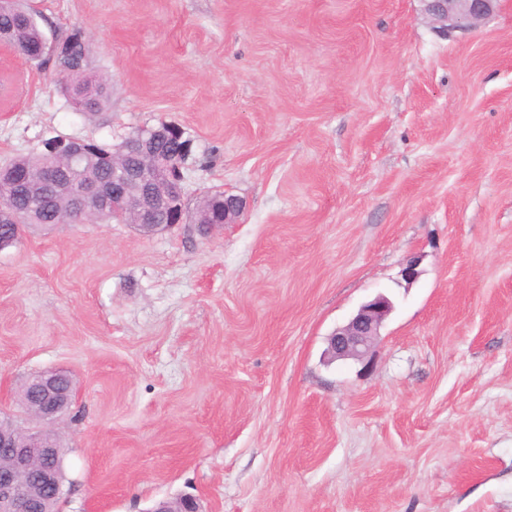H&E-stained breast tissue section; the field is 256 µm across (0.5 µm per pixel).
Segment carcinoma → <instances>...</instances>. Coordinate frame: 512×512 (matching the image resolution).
Here are the masks:
<instances>
[{"label": "carcinoma", "instance_id": "1", "mask_svg": "<svg viewBox=\"0 0 512 512\" xmlns=\"http://www.w3.org/2000/svg\"><path fill=\"white\" fill-rule=\"evenodd\" d=\"M62 40L68 44V49L57 53L45 37L30 0H0V42L9 44L36 68H50L58 76L65 75L67 81L60 84L64 96L69 100H81V113L93 115L110 104L112 80L89 73V50L85 39L78 40L69 32L62 36ZM87 143L86 156L95 166L85 172L67 169L60 172L59 179L68 186L87 173L101 180H112V165L106 159V155L113 152L112 145L94 139ZM51 164L49 153L43 150L19 155L4 167V171L15 172L23 179L16 188L0 184V205H8L14 214L12 222L0 223V241L6 242V246L20 239L19 225L67 223L65 201L41 181L42 173ZM205 199L208 200L211 221L220 222L224 209L223 193L216 191Z\"/></svg>", "mask_w": 512, "mask_h": 512}]
</instances>
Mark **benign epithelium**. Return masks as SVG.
Here are the masks:
<instances>
[{
    "mask_svg": "<svg viewBox=\"0 0 512 512\" xmlns=\"http://www.w3.org/2000/svg\"><path fill=\"white\" fill-rule=\"evenodd\" d=\"M424 10L443 35L464 30L492 14L501 0H422ZM183 131L171 124L142 127L127 137L119 154L140 157L153 169L147 176L141 166L113 164L114 182L106 185L88 180L82 188L70 193L69 216L73 224L96 223L101 215L110 214L121 222L139 229H157L156 217L163 211L171 223L181 224L187 213L183 165L161 152L157 144L172 133ZM85 141L73 137L53 139L59 166L72 165L83 159ZM245 210L243 199L224 197L223 224H235ZM392 303L380 294L363 304L347 324L329 336L328 351L338 359H363L389 313ZM38 401L31 416L42 423L36 431H24L10 421L0 422V449L11 458V466L0 468V512H41L40 494L62 496V467L58 456V437L51 429L55 419L72 405L75 397L70 376L58 370H47L32 376L25 384ZM35 470L41 491L37 492L17 478L23 471ZM148 512H201L196 498L183 495L170 502H158Z\"/></svg>",
    "mask_w": 512,
    "mask_h": 512,
    "instance_id": "1",
    "label": "benign epithelium"
}]
</instances>
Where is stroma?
<instances>
[{
    "label": "stroma",
    "instance_id": "stroma-1",
    "mask_svg": "<svg viewBox=\"0 0 512 512\" xmlns=\"http://www.w3.org/2000/svg\"><path fill=\"white\" fill-rule=\"evenodd\" d=\"M112 102L73 111L0 44V164L178 124L187 208L238 223L30 224L0 251V414L59 369L61 512H512V0H34ZM419 278L401 277L410 259ZM372 354L329 335L377 294ZM424 10L445 36L472 27L492 14L501 0H421ZM228 196V197H227ZM208 200L210 219L213 223H219L224 209V218L220 224H235L245 210L243 199L236 195L226 194L220 191L208 194L202 200Z\"/></svg>",
    "mask_w": 512,
    "mask_h": 512
}]
</instances>
